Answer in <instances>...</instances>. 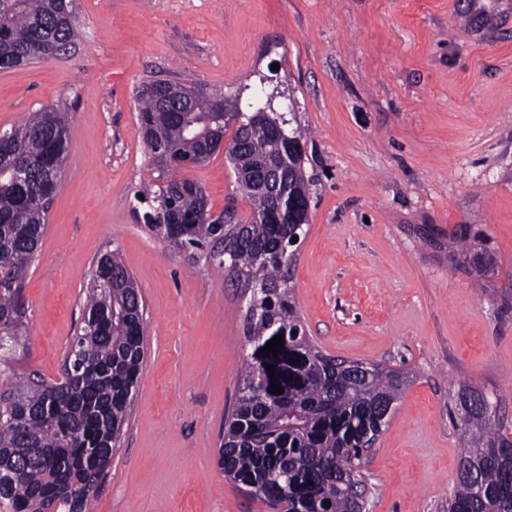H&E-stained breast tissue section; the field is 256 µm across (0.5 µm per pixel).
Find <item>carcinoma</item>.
I'll return each instance as SVG.
<instances>
[{
  "mask_svg": "<svg viewBox=\"0 0 512 512\" xmlns=\"http://www.w3.org/2000/svg\"><path fill=\"white\" fill-rule=\"evenodd\" d=\"M76 35L75 0H0V70L56 56ZM139 123L151 154L166 153L171 174L157 185L148 227L171 245L220 258L219 266L255 282L247 323L251 347L235 404L224 417L218 468L238 487L250 486L272 512H355L350 489L365 476V445L381 435L409 376L380 364L329 356L313 345L287 285L292 224H265L277 196L235 176L251 206L247 221L215 219L199 184L177 172L209 151L218 134L215 110L234 122L228 151L243 144L248 162L268 170L295 167L275 145L272 122L238 102L163 82L142 91ZM0 142V366L21 344L27 306L24 280L47 229L69 149L66 115L44 107ZM306 212L308 183L292 188ZM107 278L106 293L96 282ZM281 353H260L275 336ZM143 305L116 254L99 258L91 276L82 333L71 343L60 379L33 381L0 395V500L13 512H90L95 488L119 447L144 360ZM283 393L269 392L268 366ZM465 453L448 512H512V431L486 397L460 387ZM330 502L324 506V502Z\"/></svg>",
  "mask_w": 512,
  "mask_h": 512,
  "instance_id": "carcinoma-1",
  "label": "carcinoma"
}]
</instances>
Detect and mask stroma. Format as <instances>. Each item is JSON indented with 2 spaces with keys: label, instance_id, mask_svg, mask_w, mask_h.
Masks as SVG:
<instances>
[{
  "label": "stroma",
  "instance_id": "obj_1",
  "mask_svg": "<svg viewBox=\"0 0 512 512\" xmlns=\"http://www.w3.org/2000/svg\"><path fill=\"white\" fill-rule=\"evenodd\" d=\"M75 40L0 71V129L50 106L70 151L28 268L26 337L0 393L59 379L93 267L116 252L144 302L134 407L94 512H269L217 466L250 345L251 294L149 230L161 168L140 92L169 80L305 129L307 233L289 286L323 353L409 384L365 472V512H448L464 453L454 396L512 429V0H75ZM184 178L250 214L216 152ZM477 233L468 249L459 225Z\"/></svg>",
  "mask_w": 512,
  "mask_h": 512
}]
</instances>
